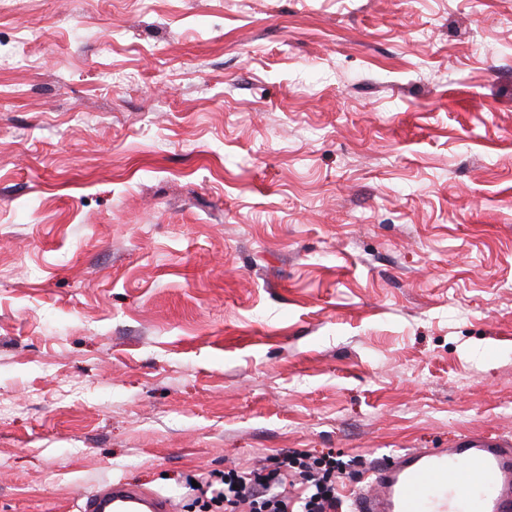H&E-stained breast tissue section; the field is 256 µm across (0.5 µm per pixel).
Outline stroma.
<instances>
[{"mask_svg": "<svg viewBox=\"0 0 512 512\" xmlns=\"http://www.w3.org/2000/svg\"><path fill=\"white\" fill-rule=\"evenodd\" d=\"M68 397H61V390ZM512 441V0H0V512Z\"/></svg>", "mask_w": 512, "mask_h": 512, "instance_id": "stroma-1", "label": "stroma"}]
</instances>
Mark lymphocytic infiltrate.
Returning <instances> with one entry per match:
<instances>
[{
  "mask_svg": "<svg viewBox=\"0 0 512 512\" xmlns=\"http://www.w3.org/2000/svg\"><path fill=\"white\" fill-rule=\"evenodd\" d=\"M345 463L336 455H284L276 468L225 472L220 482L201 478L198 490L219 512H338L337 481Z\"/></svg>",
  "mask_w": 512,
  "mask_h": 512,
  "instance_id": "1",
  "label": "lymphocytic infiltrate"
}]
</instances>
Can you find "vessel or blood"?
I'll use <instances>...</instances> for the list:
<instances>
[{"mask_svg": "<svg viewBox=\"0 0 512 512\" xmlns=\"http://www.w3.org/2000/svg\"><path fill=\"white\" fill-rule=\"evenodd\" d=\"M80 512H174L167 497L107 481L81 497ZM354 512H512V444L478 434L450 448H412L368 474Z\"/></svg>", "mask_w": 512, "mask_h": 512, "instance_id": "obj_1", "label": "vessel or blood"}]
</instances>
